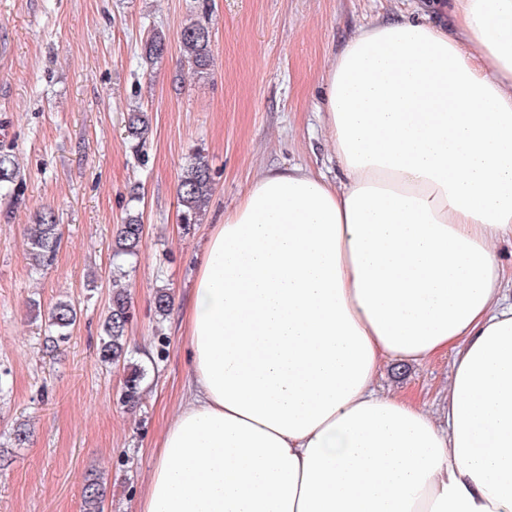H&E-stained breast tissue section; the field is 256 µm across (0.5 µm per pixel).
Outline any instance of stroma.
I'll list each match as a JSON object with an SVG mask.
<instances>
[{
  "instance_id": "1",
  "label": "stroma",
  "mask_w": 512,
  "mask_h": 512,
  "mask_svg": "<svg viewBox=\"0 0 512 512\" xmlns=\"http://www.w3.org/2000/svg\"><path fill=\"white\" fill-rule=\"evenodd\" d=\"M430 0H0V152L19 188L0 193V512H80L90 471L107 478L104 512H135L164 427L180 410L188 370L183 309L211 224L267 170L302 166L336 179L320 77L347 39L384 19L429 12ZM212 32V66L194 72L179 44L187 19ZM167 54L141 58L151 33ZM148 114L141 151L128 112ZM214 173L197 224L183 228L179 177L195 153ZM53 209L62 232L53 266L26 252L34 214ZM144 226L136 255L113 260L119 224ZM132 298L128 354L97 357L114 266ZM170 290L167 316L156 288ZM72 301L78 320L46 346L49 309ZM141 369L140 397L124 403ZM451 357L386 365L382 389L438 404ZM30 437L15 446L13 433Z\"/></svg>"
}]
</instances>
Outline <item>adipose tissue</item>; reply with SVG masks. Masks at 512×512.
Here are the masks:
<instances>
[{
  "label": "adipose tissue",
  "instance_id": "adipose-tissue-1",
  "mask_svg": "<svg viewBox=\"0 0 512 512\" xmlns=\"http://www.w3.org/2000/svg\"><path fill=\"white\" fill-rule=\"evenodd\" d=\"M435 10L324 72L339 181L267 171L211 226L137 512H512V0ZM448 353L438 408L379 390Z\"/></svg>",
  "mask_w": 512,
  "mask_h": 512
}]
</instances>
